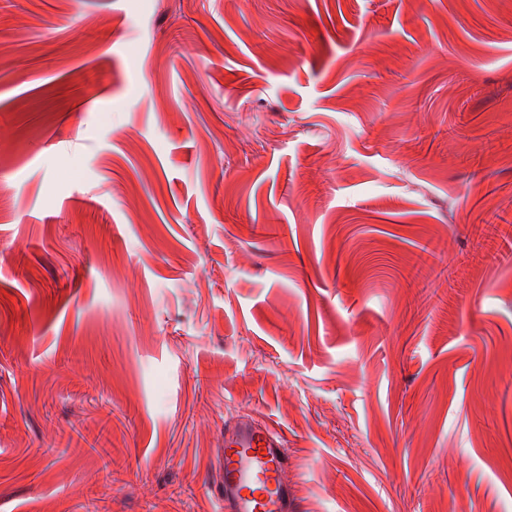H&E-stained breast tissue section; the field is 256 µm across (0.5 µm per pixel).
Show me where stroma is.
<instances>
[{
	"instance_id": "stroma-1",
	"label": "stroma",
	"mask_w": 512,
	"mask_h": 512,
	"mask_svg": "<svg viewBox=\"0 0 512 512\" xmlns=\"http://www.w3.org/2000/svg\"><path fill=\"white\" fill-rule=\"evenodd\" d=\"M512 0H0V512H512ZM287 467L278 432L247 420L225 424L219 458L221 511L300 512V500L285 479Z\"/></svg>"
}]
</instances>
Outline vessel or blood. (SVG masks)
Returning <instances> with one entry per match:
<instances>
[{"label":"vessel or blood","instance_id":"vessel-or-blood-1","mask_svg":"<svg viewBox=\"0 0 512 512\" xmlns=\"http://www.w3.org/2000/svg\"><path fill=\"white\" fill-rule=\"evenodd\" d=\"M287 466L278 432L247 420L226 424L219 458L223 512H301Z\"/></svg>","mask_w":512,"mask_h":512}]
</instances>
